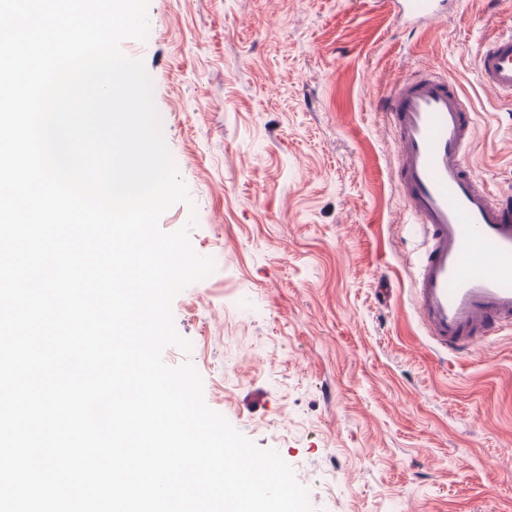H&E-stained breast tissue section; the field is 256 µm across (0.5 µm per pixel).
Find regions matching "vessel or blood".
Here are the masks:
<instances>
[{"mask_svg":"<svg viewBox=\"0 0 512 512\" xmlns=\"http://www.w3.org/2000/svg\"><path fill=\"white\" fill-rule=\"evenodd\" d=\"M415 27L447 17V0H391ZM477 78L512 105V32L478 57ZM378 108L394 142V184L424 250L412 300L426 336L450 353H469L512 330V191L485 184L464 164L472 113L439 71L398 82Z\"/></svg>","mask_w":512,"mask_h":512,"instance_id":"obj_1","label":"vessel or blood"}]
</instances>
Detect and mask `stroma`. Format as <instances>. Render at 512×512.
I'll return each instance as SVG.
<instances>
[{
  "mask_svg": "<svg viewBox=\"0 0 512 512\" xmlns=\"http://www.w3.org/2000/svg\"><path fill=\"white\" fill-rule=\"evenodd\" d=\"M124 40L154 86L215 271L172 303L206 404L275 450L314 512H512V332L463 357L428 345L410 302L419 258L377 105L433 67L476 115L466 162L512 188V111L476 57L512 0H468L416 29L389 0H149Z\"/></svg>",
  "mask_w": 512,
  "mask_h": 512,
  "instance_id": "obj_1",
  "label": "stroma"
}]
</instances>
